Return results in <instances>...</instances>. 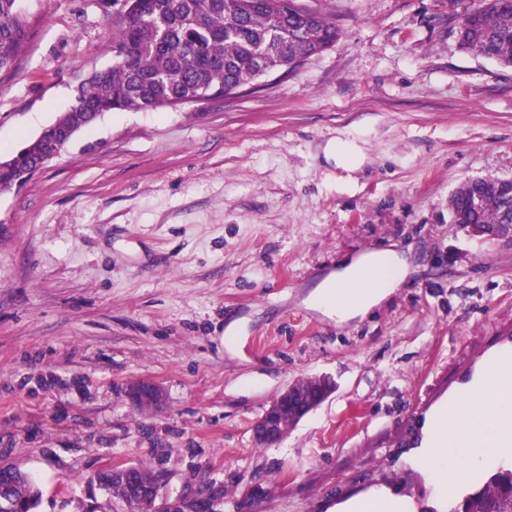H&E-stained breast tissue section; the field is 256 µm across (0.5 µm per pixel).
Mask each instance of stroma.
<instances>
[{
  "mask_svg": "<svg viewBox=\"0 0 512 512\" xmlns=\"http://www.w3.org/2000/svg\"><path fill=\"white\" fill-rule=\"evenodd\" d=\"M296 2L341 40L233 96L105 113L0 191V461L34 478L33 512H129L109 465L171 500L220 484L224 512H332L382 485L437 512L410 451L512 344V239L448 209L466 181L512 179V68L459 49L448 0ZM18 8L0 158L114 60L101 0ZM385 249L414 270L379 306L338 323L306 305ZM322 375L334 392L257 446L271 400ZM143 380L163 392L149 411L127 395Z\"/></svg>",
  "mask_w": 512,
  "mask_h": 512,
  "instance_id": "1",
  "label": "stroma"
}]
</instances>
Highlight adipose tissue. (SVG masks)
<instances>
[{
	"mask_svg": "<svg viewBox=\"0 0 512 512\" xmlns=\"http://www.w3.org/2000/svg\"><path fill=\"white\" fill-rule=\"evenodd\" d=\"M407 256L372 251L332 271L308 297L309 304L343 323L379 305L410 272ZM512 462V347L490 356L452 400L426 421L411 467L432 488L440 512H451L457 492L490 467ZM336 512H416L410 498L378 487L339 504Z\"/></svg>",
	"mask_w": 512,
	"mask_h": 512,
	"instance_id": "obj_1",
	"label": "adipose tissue"
}]
</instances>
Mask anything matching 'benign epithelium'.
Wrapping results in <instances>:
<instances>
[{
    "label": "benign epithelium",
    "instance_id": "benign-epithelium-1",
    "mask_svg": "<svg viewBox=\"0 0 512 512\" xmlns=\"http://www.w3.org/2000/svg\"><path fill=\"white\" fill-rule=\"evenodd\" d=\"M467 228L475 236L512 238V224H469ZM332 389L333 382L327 376L319 377L315 386L301 380L289 384L255 422L253 436L256 442L263 446L279 442L284 434V423L292 418L297 421L303 418L327 398ZM131 397L140 407L151 408L160 401L162 391L152 383L143 382L131 389ZM117 472L129 480V494L147 512H218L223 500L222 488L212 486L191 497L170 501L162 496L159 481L151 484L140 483L137 468L134 466L108 467L102 471L100 477L104 479Z\"/></svg>",
    "mask_w": 512,
    "mask_h": 512
}]
</instances>
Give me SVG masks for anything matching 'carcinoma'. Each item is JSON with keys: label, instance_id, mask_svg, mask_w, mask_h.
I'll return each mask as SVG.
<instances>
[{"label": "carcinoma", "instance_id": "carcinoma-1", "mask_svg": "<svg viewBox=\"0 0 512 512\" xmlns=\"http://www.w3.org/2000/svg\"><path fill=\"white\" fill-rule=\"evenodd\" d=\"M16 0H0V71L10 69L27 38ZM131 17L105 12L112 46L122 56L79 86L71 107L52 123L84 128L114 110L146 111L232 94L262 77L264 68L288 73L334 46L340 31L295 0H130ZM448 0L459 46L512 67V0ZM48 136L22 146L30 169L50 146ZM478 196L482 206L473 209ZM455 224H506L512 196L498 179L462 183L449 199ZM512 469H501L468 496L463 512H512ZM38 498L30 477L16 470L0 512H31Z\"/></svg>", "mask_w": 512, "mask_h": 512}]
</instances>
